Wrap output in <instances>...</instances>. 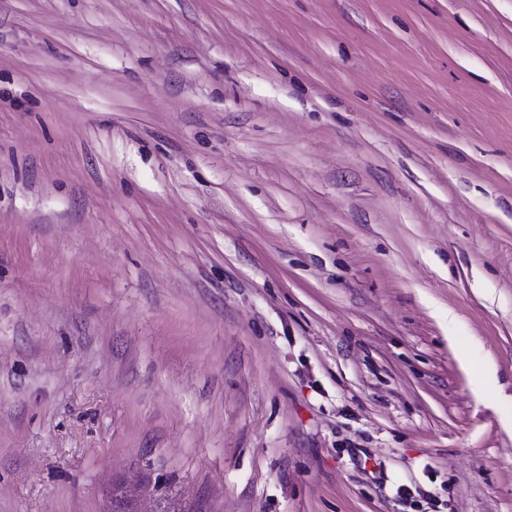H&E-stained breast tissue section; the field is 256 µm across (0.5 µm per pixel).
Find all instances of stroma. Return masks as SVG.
<instances>
[{"instance_id":"35a3bbf8","label":"stroma","mask_w":512,"mask_h":512,"mask_svg":"<svg viewBox=\"0 0 512 512\" xmlns=\"http://www.w3.org/2000/svg\"><path fill=\"white\" fill-rule=\"evenodd\" d=\"M116 498L512 512V0H0V512Z\"/></svg>"}]
</instances>
